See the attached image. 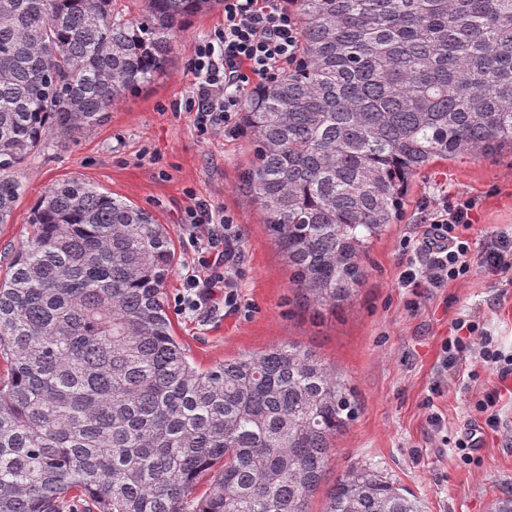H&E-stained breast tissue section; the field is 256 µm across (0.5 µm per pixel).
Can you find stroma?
<instances>
[{"label":"stroma","instance_id":"stroma-1","mask_svg":"<svg viewBox=\"0 0 512 512\" xmlns=\"http://www.w3.org/2000/svg\"><path fill=\"white\" fill-rule=\"evenodd\" d=\"M223 21L220 7L196 15L178 33L165 76L112 107L90 133L64 145L49 141L28 158L24 193L11 222L0 224V273L31 232L34 203L63 179L99 185L167 226L175 249L166 283L171 297L182 292L196 258L183 226L185 207L194 198L223 207L241 232L236 279L242 310L226 313L224 292L214 289L208 312L172 311L174 334L203 368L299 342L352 383L359 413L335 441L311 512H322L337 477L353 464L407 488L426 512H490L496 499L512 491V430L484 433L466 456L454 441L479 425L475 405L488 386H499L498 408L512 423V379L498 381L472 360L457 373H445L441 342L456 318L475 311L485 331L512 350V290L501 292L495 277L477 267L464 281L414 296L398 285L400 242L408 225L420 223L424 200L434 205L476 198L469 236L478 247L491 230L512 228V155L439 159L420 171L401 220L363 258L365 276L354 299L336 313L313 316L297 304L292 271L240 189L253 157L244 131L202 136L194 113L173 109L193 81L188 67L196 43ZM433 414L440 427L430 425Z\"/></svg>","mask_w":512,"mask_h":512}]
</instances>
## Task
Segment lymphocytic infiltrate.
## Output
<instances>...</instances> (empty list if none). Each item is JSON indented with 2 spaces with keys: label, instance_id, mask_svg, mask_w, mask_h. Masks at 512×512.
Listing matches in <instances>:
<instances>
[{
  "label": "lymphocytic infiltrate",
  "instance_id": "1",
  "mask_svg": "<svg viewBox=\"0 0 512 512\" xmlns=\"http://www.w3.org/2000/svg\"><path fill=\"white\" fill-rule=\"evenodd\" d=\"M299 48L298 16L287 0H224V22L197 43L189 63L194 82L180 103L194 113L199 135L233 132L246 87L254 81H277L297 61ZM476 205L474 198L460 197L426 207L423 223L401 241L406 257L399 275L401 287L438 290L467 278L476 265L497 276L499 285H512V235L491 231L477 252L466 236ZM184 224L196 245L201 271L186 276L184 293L174 299L176 308L200 310L207 291L220 288L225 308L239 310L234 273L241 261L240 233L233 217L220 207L196 201L187 207ZM203 224L208 235L202 243L196 230ZM453 329L441 345L444 370L456 368L469 345L498 379L512 376V352L483 331L479 314L456 318Z\"/></svg>",
  "mask_w": 512,
  "mask_h": 512
}]
</instances>
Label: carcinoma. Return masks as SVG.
Returning a JSON list of instances; mask_svg holds the SVG:
<instances>
[{"label": "carcinoma", "instance_id": "1", "mask_svg": "<svg viewBox=\"0 0 512 512\" xmlns=\"http://www.w3.org/2000/svg\"><path fill=\"white\" fill-rule=\"evenodd\" d=\"M221 0H0V224L50 139L89 133L172 63ZM300 62L241 113V179L294 268L302 307L330 309L436 159L512 152V0H288ZM0 279V512H308L354 420L356 391L300 343L202 369L174 335L167 227L80 178L33 205ZM204 492L196 494L203 477ZM324 512H425L363 465Z\"/></svg>", "mask_w": 512, "mask_h": 512}]
</instances>
